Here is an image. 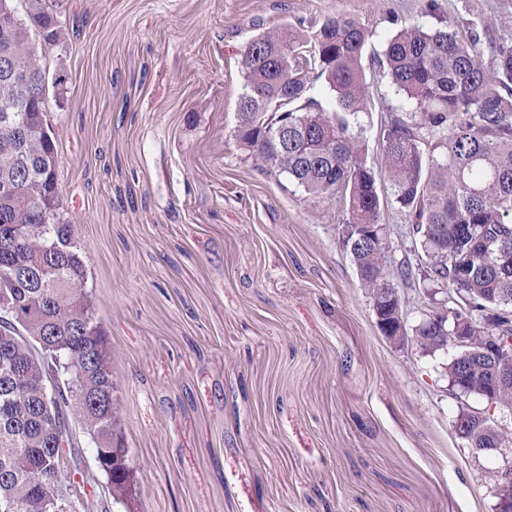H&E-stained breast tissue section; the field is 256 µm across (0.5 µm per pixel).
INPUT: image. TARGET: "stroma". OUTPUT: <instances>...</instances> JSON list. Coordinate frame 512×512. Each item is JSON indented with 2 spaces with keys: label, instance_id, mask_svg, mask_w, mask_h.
Instances as JSON below:
<instances>
[{
  "label": "stroma",
  "instance_id": "obj_1",
  "mask_svg": "<svg viewBox=\"0 0 512 512\" xmlns=\"http://www.w3.org/2000/svg\"><path fill=\"white\" fill-rule=\"evenodd\" d=\"M512 34V0H440ZM87 25L57 111L63 201L112 345L141 512H493L439 358L376 326L338 206L232 134L256 34L347 13L378 52L419 0H65ZM368 160L398 97L367 70Z\"/></svg>",
  "mask_w": 512,
  "mask_h": 512
}]
</instances>
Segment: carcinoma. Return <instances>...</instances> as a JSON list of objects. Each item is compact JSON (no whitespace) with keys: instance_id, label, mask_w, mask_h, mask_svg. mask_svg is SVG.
I'll list each match as a JSON object with an SVG mask.
<instances>
[{"instance_id":"carcinoma-1","label":"carcinoma","mask_w":512,"mask_h":512,"mask_svg":"<svg viewBox=\"0 0 512 512\" xmlns=\"http://www.w3.org/2000/svg\"><path fill=\"white\" fill-rule=\"evenodd\" d=\"M86 19L63 0H0V179L17 192L0 197V498L17 512H65L47 489L51 455L95 451L101 467L74 476L89 484L84 512L101 498L120 512H139L140 489L119 424L118 386L110 342L88 284L85 250L63 203L58 137L52 110L64 107V58ZM372 31L349 14L309 30L290 25L262 32L242 52V92L234 136L264 170L314 198L340 206L341 243L368 290L376 321L404 316L402 290L459 289L454 311L475 314L473 336L503 342L495 357L475 345L454 352L441 375L460 382L463 396L488 405L487 382L512 368V35L489 26L459 33L454 25L402 26L370 65L384 71L399 97L380 125L379 168L368 165L369 84L364 52ZM324 83L327 96L311 95ZM280 101L288 113V149L274 147L276 122L265 111ZM390 189L383 196L380 187ZM404 213L410 252L427 259L380 269L374 245H351L360 224ZM448 324L417 319L416 345L434 355L448 348ZM71 364L79 381L65 391L71 440L62 437L42 403V384ZM456 435L475 453L512 443L470 407L459 409Z\"/></svg>"}]
</instances>
